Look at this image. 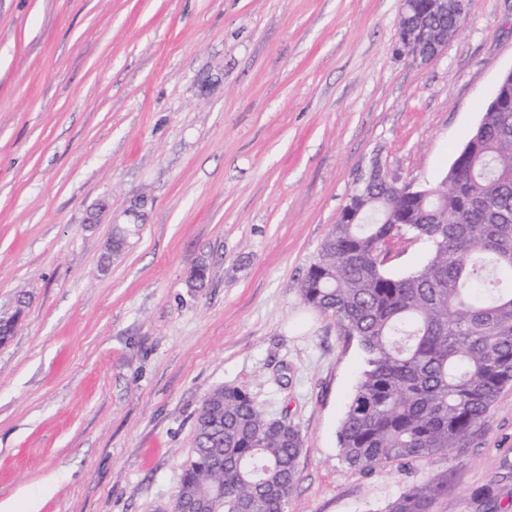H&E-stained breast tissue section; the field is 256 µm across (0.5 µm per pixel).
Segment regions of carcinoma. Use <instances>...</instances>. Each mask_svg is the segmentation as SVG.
<instances>
[{"mask_svg":"<svg viewBox=\"0 0 512 512\" xmlns=\"http://www.w3.org/2000/svg\"><path fill=\"white\" fill-rule=\"evenodd\" d=\"M452 165L416 199L382 179L358 188L359 223L331 225L308 267L301 301L357 338L366 369L338 430L340 455L376 472L464 447L512 386V108L484 111ZM411 237L432 254L395 274L392 246ZM300 429L265 415L238 387L201 400L191 460L174 509L224 487L220 512H287L299 482ZM446 484L428 481L385 512H434Z\"/></svg>","mask_w":512,"mask_h":512,"instance_id":"cac0c4a2","label":"carcinoma"}]
</instances>
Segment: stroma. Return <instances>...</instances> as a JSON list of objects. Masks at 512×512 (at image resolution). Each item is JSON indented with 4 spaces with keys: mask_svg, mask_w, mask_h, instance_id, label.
Returning <instances> with one entry per match:
<instances>
[{
    "mask_svg": "<svg viewBox=\"0 0 512 512\" xmlns=\"http://www.w3.org/2000/svg\"><path fill=\"white\" fill-rule=\"evenodd\" d=\"M401 0H0V504L172 512L195 412L238 386L304 436L287 512H512V387L464 450L366 473L364 355L299 288L372 160L441 179L512 68V0L434 59ZM128 247L114 257L115 229ZM209 265L201 288L187 281ZM446 483L428 481L401 494L385 512H434L436 502L445 495Z\"/></svg>",
    "mask_w": 512,
    "mask_h": 512,
    "instance_id": "obj_1",
    "label": "stroma"
}]
</instances>
